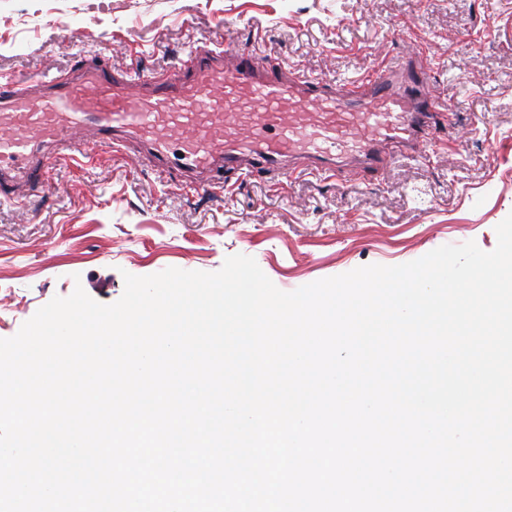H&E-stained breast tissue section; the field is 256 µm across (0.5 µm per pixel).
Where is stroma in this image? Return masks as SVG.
I'll use <instances>...</instances> for the list:
<instances>
[{
  "instance_id": "35a3bbf8",
  "label": "stroma",
  "mask_w": 512,
  "mask_h": 512,
  "mask_svg": "<svg viewBox=\"0 0 512 512\" xmlns=\"http://www.w3.org/2000/svg\"><path fill=\"white\" fill-rule=\"evenodd\" d=\"M215 46H253L329 81L423 61L444 130L374 175L260 169L198 192L132 139L88 162L52 158L43 183L0 195V338L78 286L115 303L128 273L215 272L243 254L290 292L447 244L496 248L512 214V0H0V82L90 58L160 76Z\"/></svg>"
}]
</instances>
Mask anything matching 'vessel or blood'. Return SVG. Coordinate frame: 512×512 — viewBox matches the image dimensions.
I'll use <instances>...</instances> for the list:
<instances>
[{"mask_svg":"<svg viewBox=\"0 0 512 512\" xmlns=\"http://www.w3.org/2000/svg\"><path fill=\"white\" fill-rule=\"evenodd\" d=\"M423 86L414 63L340 83L305 77L255 48H200L159 78L96 61L51 79L38 95L4 83L0 190L40 183L45 167L36 153L50 145L69 155L75 133L86 129L116 148L124 135L137 138L161 170L176 159L195 173L261 168L320 177L340 165L377 172L440 132Z\"/></svg>","mask_w":512,"mask_h":512,"instance_id":"1","label":"vessel or blood"}]
</instances>
